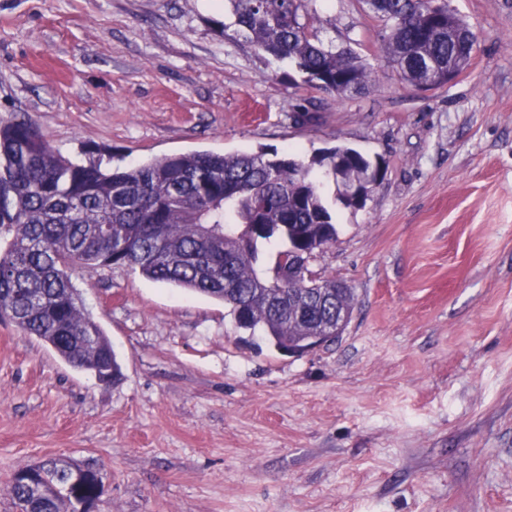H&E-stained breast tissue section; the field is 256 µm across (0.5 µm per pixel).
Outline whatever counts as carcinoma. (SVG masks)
<instances>
[{"label": "carcinoma", "instance_id": "cac0c4a2", "mask_svg": "<svg viewBox=\"0 0 512 512\" xmlns=\"http://www.w3.org/2000/svg\"><path fill=\"white\" fill-rule=\"evenodd\" d=\"M307 1L226 0L231 25L305 83L339 99L361 93L373 69L320 37L316 16L300 14ZM365 2L386 23L384 52L403 82L437 89L469 65L476 35L448 16L447 0ZM338 153L348 157L341 167ZM316 167L348 208L342 187L366 178L371 159L337 145L307 163L261 149L114 167L63 157L29 117L0 122V314L71 366L100 373L112 346L83 312L71 272L117 266L223 301L239 328H262L279 350L335 338L351 319L352 289L309 269L278 279L291 253L336 242ZM277 241L268 274L258 269L261 248ZM77 468L59 458L15 471L8 493L16 509L77 512L65 490Z\"/></svg>", "mask_w": 512, "mask_h": 512}]
</instances>
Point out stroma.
Masks as SVG:
<instances>
[{"instance_id": "obj_1", "label": "stroma", "mask_w": 512, "mask_h": 512, "mask_svg": "<svg viewBox=\"0 0 512 512\" xmlns=\"http://www.w3.org/2000/svg\"><path fill=\"white\" fill-rule=\"evenodd\" d=\"M448 5L476 49L422 91L362 0H317L322 38L375 71L341 100L224 32V0H0V118L66 158L346 145L387 165L359 210L319 178L337 238L309 267L356 305L302 355L126 267L72 275L117 382L0 318V512L49 458L102 474L95 512H512V0Z\"/></svg>"}]
</instances>
